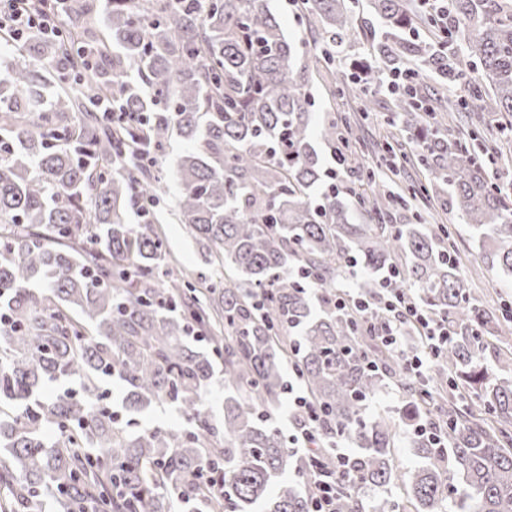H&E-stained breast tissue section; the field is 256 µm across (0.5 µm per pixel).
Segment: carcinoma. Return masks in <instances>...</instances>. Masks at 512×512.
Masks as SVG:
<instances>
[{
    "instance_id": "1",
    "label": "carcinoma",
    "mask_w": 512,
    "mask_h": 512,
    "mask_svg": "<svg viewBox=\"0 0 512 512\" xmlns=\"http://www.w3.org/2000/svg\"><path fill=\"white\" fill-rule=\"evenodd\" d=\"M370 2L376 25L352 78L431 72L465 84L468 98L448 111L495 114L498 150H511L512 0H449L446 26L422 0ZM357 6L304 0L328 60ZM61 13L58 37L34 34L15 49L11 94L0 95V512H41L46 491L60 512H309L316 470H331L338 440L357 453L337 512H447L450 501L460 512H512V316L477 302L454 242L423 224L382 223L396 199L375 176L359 173L354 194L364 224L352 223L339 189L322 188L305 83L312 55L264 0H67ZM80 43L99 48L88 76ZM106 96L148 113L147 126L104 123L96 101ZM394 121L417 143L423 191L468 224L489 268L512 277V196L489 179L484 141L446 138L407 91ZM175 134L190 143L176 166L177 217L218 271L202 299L151 225L127 222L129 208L157 203L164 179L132 152L157 155ZM317 136L350 160L336 117ZM352 261L370 273L367 287H411L448 323L427 383L402 385L407 418H428L448 440L414 435L422 463L409 471L395 464L394 420L364 416L400 362L333 305ZM191 328L211 355L187 345ZM292 330L302 336L293 345ZM289 358L321 411L318 469L262 420L287 392ZM216 359L220 425L203 404ZM107 377L122 418L100 405ZM52 383L59 392L47 398ZM464 394L476 405H459ZM156 404L176 406L190 426L130 430ZM394 483L399 499L383 493ZM367 487L377 490L370 500Z\"/></svg>"
}]
</instances>
